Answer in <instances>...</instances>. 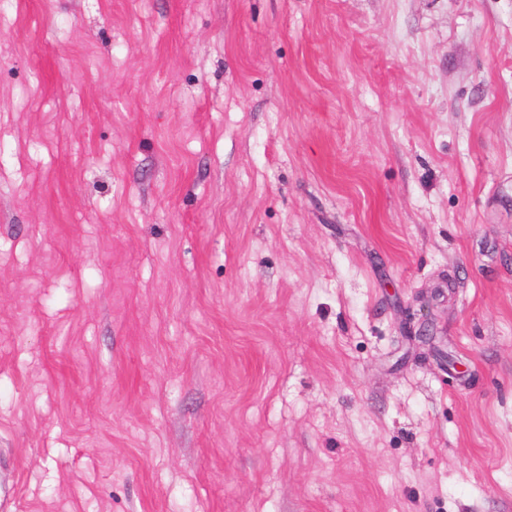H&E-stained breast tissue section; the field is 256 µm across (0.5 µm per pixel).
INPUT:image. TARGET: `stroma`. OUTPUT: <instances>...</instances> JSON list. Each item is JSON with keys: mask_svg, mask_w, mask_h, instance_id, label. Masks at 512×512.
<instances>
[{"mask_svg": "<svg viewBox=\"0 0 512 512\" xmlns=\"http://www.w3.org/2000/svg\"><path fill=\"white\" fill-rule=\"evenodd\" d=\"M1 489L512 512V0H0Z\"/></svg>", "mask_w": 512, "mask_h": 512, "instance_id": "35a3bbf8", "label": "stroma"}]
</instances>
